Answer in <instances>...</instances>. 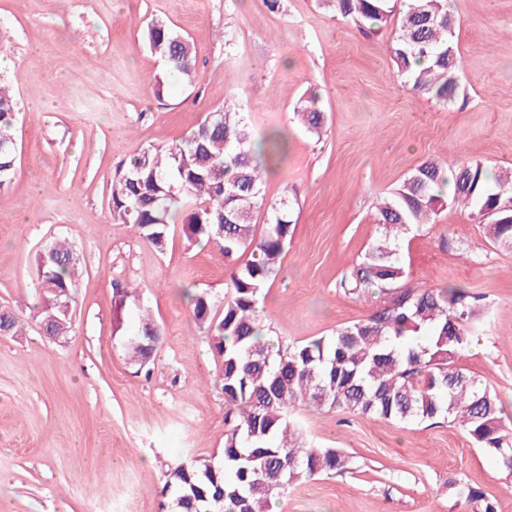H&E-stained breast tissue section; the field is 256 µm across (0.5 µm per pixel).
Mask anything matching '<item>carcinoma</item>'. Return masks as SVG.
<instances>
[{"label": "carcinoma", "mask_w": 512, "mask_h": 512, "mask_svg": "<svg viewBox=\"0 0 512 512\" xmlns=\"http://www.w3.org/2000/svg\"><path fill=\"white\" fill-rule=\"evenodd\" d=\"M337 14L373 29L398 15L389 44L396 72L413 92L446 105L458 88L461 57L448 0H327ZM146 44L165 69L187 82L195 76L191 44L166 23L147 27ZM17 103L0 84V187L16 172L14 122ZM307 130L325 122L316 95L297 108ZM243 113L218 108L180 141L142 149L120 165L110 185L114 220L131 225L164 252L177 216L188 242L216 241L224 255H241L224 293L222 311L206 292L190 294L195 320L211 336L220 361L214 386L224 398L221 461H177L164 474L161 494L169 512H268L271 498L319 475L355 469L342 448H309L301 426L290 419L297 404L310 402L344 413L379 416L400 423L443 420L461 426L475 446L512 478V420L497 395L460 367L479 342L478 297L462 288L412 290L401 287L404 267L397 258V234L431 223L448 205L470 210L491 242L512 249V172L491 173L480 162L449 167L427 160L379 204L376 224L384 240L369 249L341 280L345 294L360 300L377 290L390 299L366 318L330 336L286 344L272 334L261 338L259 302L292 241L295 224L288 197L268 205L260 236L254 208L265 204V164L252 147ZM451 183L452 197L440 187ZM79 257L64 238L39 249L37 272L43 302L59 288L76 287ZM23 334L22 318L0 305V328ZM161 330L143 313L140 332L126 343L128 360L150 361V338ZM448 486L494 512L486 494L461 481Z\"/></svg>", "instance_id": "1"}]
</instances>
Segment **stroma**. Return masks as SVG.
Instances as JSON below:
<instances>
[{
	"instance_id": "obj_1",
	"label": "stroma",
	"mask_w": 512,
	"mask_h": 512,
	"mask_svg": "<svg viewBox=\"0 0 512 512\" xmlns=\"http://www.w3.org/2000/svg\"><path fill=\"white\" fill-rule=\"evenodd\" d=\"M461 56L460 90L444 105L398 77L395 20L362 29L325 0H0V79L18 103L17 169L0 189V305L25 330L0 337V512H163L171 463L220 457L224 401L217 360L185 289L222 302L233 261L219 244L170 227L157 251L113 220L110 183L135 150L197 129L208 112H244L255 142L274 130L283 159L264 174L266 200L295 204L293 239L260 302L275 335H331L376 307L342 277L376 242L380 199L425 159L512 171V0H448ZM188 38L193 82L167 73L145 46L146 24ZM167 91L156 95L157 82ZM326 114L321 137L294 116L309 91ZM53 237L76 248L81 274L65 340L37 325L36 254ZM404 287L456 285L481 295V340L460 365L512 416V250L493 245L450 207L400 243ZM134 285L121 331L115 284ZM163 332L140 371L123 345L139 305ZM307 444L342 448L359 468L320 476L274 498L275 512H472L449 480L512 512V479L455 424H399L301 403Z\"/></svg>"
}]
</instances>
